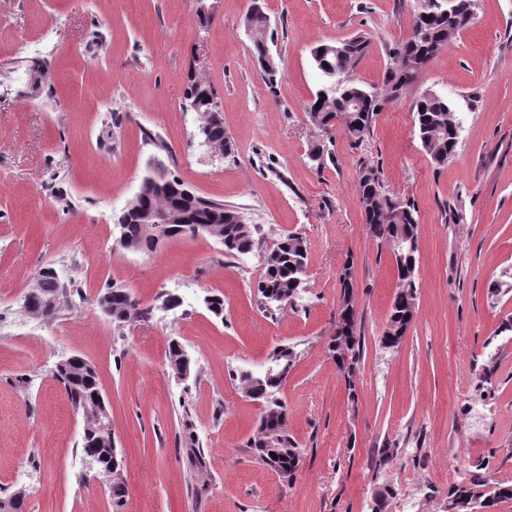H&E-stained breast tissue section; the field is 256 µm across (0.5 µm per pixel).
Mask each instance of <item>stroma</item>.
I'll use <instances>...</instances> for the list:
<instances>
[{
	"instance_id": "stroma-1",
	"label": "stroma",
	"mask_w": 512,
	"mask_h": 512,
	"mask_svg": "<svg viewBox=\"0 0 512 512\" xmlns=\"http://www.w3.org/2000/svg\"><path fill=\"white\" fill-rule=\"evenodd\" d=\"M251 5L217 0L204 22L195 0H0V496L25 490L27 512H117L90 477L82 418L54 376L71 355L95 367L109 402L128 483L118 512H373L387 487L385 512H444L449 487L483 458L494 480L512 482V333L501 330L512 318V0H476L473 25L357 148L307 116L321 86L311 51L369 37L351 77L382 90L417 0H264L281 70L272 88L251 58ZM192 69L218 92L232 154L197 134L202 115L184 99ZM426 90L451 98L462 123L441 168L414 133ZM156 155L258 225L257 250L234 259L206 236L147 254L116 247V219ZM366 167L419 215L418 316L394 350L381 337L396 264L367 232ZM285 232L306 240L305 288L269 317L258 307L261 255ZM348 261L361 336L353 394L329 348ZM48 267L78 292L46 322L23 299ZM109 285L148 316L115 325L96 303ZM212 295L223 317L206 309ZM168 296L177 308L163 307ZM173 339L192 361L185 381L168 366ZM281 345L298 354L279 393L303 452L289 482L248 448L261 408L235 379ZM385 447L394 454L382 463Z\"/></svg>"
}]
</instances>
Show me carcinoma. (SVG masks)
Wrapping results in <instances>:
<instances>
[{
	"instance_id": "1",
	"label": "carcinoma",
	"mask_w": 512,
	"mask_h": 512,
	"mask_svg": "<svg viewBox=\"0 0 512 512\" xmlns=\"http://www.w3.org/2000/svg\"><path fill=\"white\" fill-rule=\"evenodd\" d=\"M428 2L419 0L418 7V12L431 15L427 37H420L414 25L409 37L390 50L391 63L381 92L368 91L350 78V71L356 62L370 49L371 42L367 37L360 35L344 43L332 44L340 48L336 54L328 51V47L332 46L328 43L313 48L312 58L316 69L321 73L330 69L340 79L336 90L324 97L315 95L307 107L312 124L322 133L328 135L339 127L352 143H362L377 112L396 99L435 58L437 52L467 28L469 21L463 18V13L475 8V0H457L458 9L447 11L431 7ZM246 24L256 34L252 41L255 63L268 84L272 85L280 68L270 64L268 59V17L262 8L255 7L247 16ZM184 96L198 104L205 113L216 104L214 88L195 75L188 76ZM454 118L453 101L436 92L428 91L413 102L415 133L425 156L435 167L446 165L456 154L459 136L454 129ZM364 171L371 173L373 180H379L373 168L366 167ZM371 181H359V193L362 195L368 232L377 241L394 246L398 289L388 322L391 332L388 348L397 349L418 313L415 280L418 249L410 251L404 247L409 240L418 241V211L414 203L397 201L382 191L371 195ZM186 190L188 187L171 172L163 189L156 188L151 181L145 182L141 186L142 199L122 219L125 246L139 253L151 252L165 241L188 235L190 225L209 220L222 229L225 255L237 258L253 252L257 235L255 225L245 223L235 209L196 194L190 195ZM177 203L181 205L185 222L161 224V235H150L140 222L138 210L148 209L162 217L169 207ZM307 260L306 240L293 232L280 236L272 248L264 252L263 272L257 288L266 312L271 314L294 304L303 289ZM351 276L352 265L348 264L340 275L341 303L336 312L335 335L330 337L329 347L336 352V361L344 373L348 389L353 392L358 337ZM98 303L112 309L110 318L117 324L147 315V311L137 306L125 289L117 286L106 288L99 296ZM273 355L281 363V377L270 380L251 378L240 372L236 374V380L241 388L263 395L266 403V411L260 419L256 435L248 441V447L261 463L288 472V478L292 479L293 471L300 466L302 452L288 434V409L278 393L294 365L297 353L288 347L273 351ZM56 379L64 386L72 406L79 411L83 410L88 397L99 390L96 371L85 365L75 367L73 372L67 369ZM96 442L97 452L103 451L107 455L113 476L120 483L125 481L124 460L112 437H98ZM490 470V461L483 459L462 481L451 485L448 489L447 512H494L498 503L512 500V484L492 481Z\"/></svg>"
}]
</instances>
